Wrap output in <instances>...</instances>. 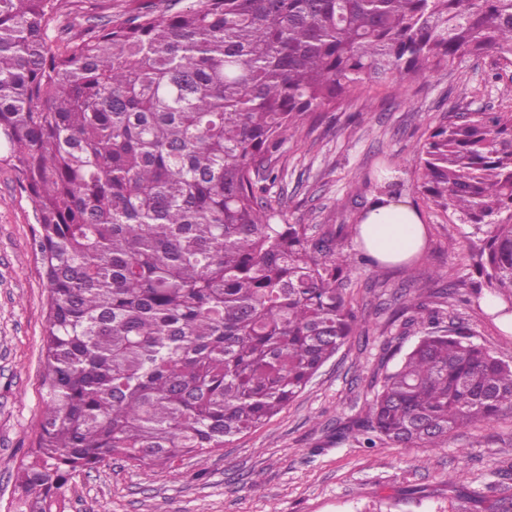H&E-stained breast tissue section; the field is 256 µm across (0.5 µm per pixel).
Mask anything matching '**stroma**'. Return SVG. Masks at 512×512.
Here are the masks:
<instances>
[{
    "mask_svg": "<svg viewBox=\"0 0 512 512\" xmlns=\"http://www.w3.org/2000/svg\"><path fill=\"white\" fill-rule=\"evenodd\" d=\"M512 105V65L498 54L467 57L422 82L366 87L288 138L284 174L271 188L289 224H354L352 195H376L389 169L427 227L423 253L405 264L356 269L348 288L360 326L305 390L264 426L204 456L169 466H132L115 457L80 474L64 492L66 512H496L512 497V408L449 434L441 448L337 437L362 416L381 374L382 345L410 348L394 312L399 295L433 286L469 294L478 280L458 248L469 228L427 201L418 149L447 114ZM34 205L0 165V512H16L17 469L42 416L47 298L36 256ZM441 275L432 284L429 272ZM494 355L512 363V335L479 299L443 304Z\"/></svg>",
    "mask_w": 512,
    "mask_h": 512,
    "instance_id": "stroma-1",
    "label": "stroma"
}]
</instances>
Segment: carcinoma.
<instances>
[{"label":"carcinoma","mask_w":512,"mask_h":512,"mask_svg":"<svg viewBox=\"0 0 512 512\" xmlns=\"http://www.w3.org/2000/svg\"><path fill=\"white\" fill-rule=\"evenodd\" d=\"M80 0H0V163L34 204L48 292L36 445L19 512L119 456L218 450L292 402L355 335L345 224H279L290 131L370 83L512 53V0H193L107 20ZM65 21L74 36L54 34ZM423 188L470 227L474 273L512 312V108L447 117ZM399 308L418 343L343 435L440 448L512 407V365Z\"/></svg>","instance_id":"carcinoma-1"}]
</instances>
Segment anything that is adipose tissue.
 <instances>
[{"label":"adipose tissue","instance_id":"ef3b65f1","mask_svg":"<svg viewBox=\"0 0 512 512\" xmlns=\"http://www.w3.org/2000/svg\"><path fill=\"white\" fill-rule=\"evenodd\" d=\"M359 239L380 262L401 264L421 253L426 226L407 200L381 196L362 213Z\"/></svg>","mask_w":512,"mask_h":512}]
</instances>
